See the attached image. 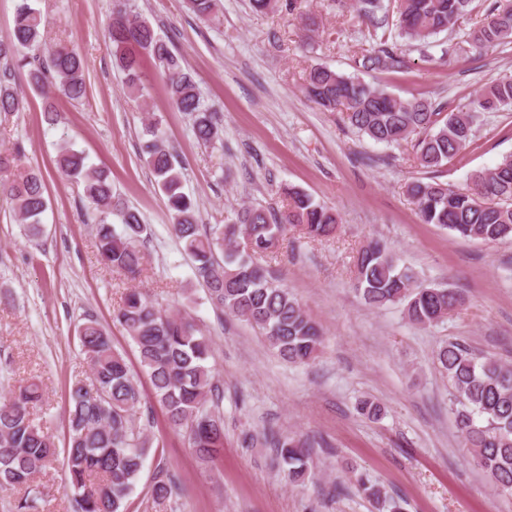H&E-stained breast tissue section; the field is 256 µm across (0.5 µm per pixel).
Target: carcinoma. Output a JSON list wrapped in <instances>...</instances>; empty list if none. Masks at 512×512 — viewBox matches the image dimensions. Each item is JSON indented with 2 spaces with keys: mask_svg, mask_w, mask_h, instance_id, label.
Returning <instances> with one entry per match:
<instances>
[{
  "mask_svg": "<svg viewBox=\"0 0 512 512\" xmlns=\"http://www.w3.org/2000/svg\"><path fill=\"white\" fill-rule=\"evenodd\" d=\"M471 0H393L398 36L419 45L458 21L467 19ZM199 17L211 16L217 0H187ZM353 7L373 29L375 44L361 56L364 69H395L402 59L389 42V6L383 0H354ZM112 58L125 73L131 92L144 90L146 61L165 78L172 104L188 114L204 144L220 139L217 114L203 107L196 81L153 26L127 0H113L108 20ZM477 50L512 43V0H497L467 32ZM36 90L50 86L60 98L81 99L86 93L83 61L78 52L47 44L40 12L32 0H17L13 30L0 38V114L19 112L23 97L15 88L16 74ZM304 92L317 106L343 114V121L376 143L411 142L415 158L425 169L441 168L459 156L472 139L479 113L512 104V75L485 87L467 112L445 109L426 98L400 99L383 89L344 76L327 66L312 67ZM143 152L166 197L169 230L193 262L194 276L207 299L257 329L264 342L288 363L305 365L320 350V326L284 286L265 257L279 248L288 229L306 238H326L336 232L339 216L307 193L283 189L284 209L270 211L249 205L233 211L224 227L199 224L193 200L183 191L182 173L163 144L159 120L144 124ZM57 165L82 184L86 201L100 213L96 227L102 261L134 277L143 266L141 243L148 226L138 211L115 200L112 180L103 170L88 167L87 157L65 144ZM0 194L9 201L21 223L39 231L47 209L41 172L20 170L11 153L0 151ZM406 194L424 224H436L462 238L486 243L512 241V155L492 168L469 176L465 189L436 180L413 181ZM118 217L116 230L109 217ZM355 280L364 303L371 308L402 303L408 320L431 327L465 304L454 289L425 286L382 242L361 247L354 260ZM134 344L141 369L148 375L155 398L164 406L173 428H186L189 445L203 462L224 447V419L219 407L224 391L208 367L210 340L197 335L189 318L172 317L138 289L128 290L114 315ZM91 365L89 381L71 389L69 440L64 449L67 489L80 512H127L128 499L144 467L150 439L136 429L134 416L141 405L138 382L126 359L112 348L109 333L95 320L78 328ZM436 360L452 389V411L463 445L473 449L477 464L493 484L512 493V367L480 355L464 342L442 346ZM40 388L30 383L0 402V489H29L36 475L58 458L54 436L37 421L33 408ZM264 442L276 449L288 479L298 483L309 471L306 442L272 431ZM175 483L158 478L151 486L154 501L165 502Z\"/></svg>",
  "mask_w": 512,
  "mask_h": 512,
  "instance_id": "obj_1",
  "label": "carcinoma"
}]
</instances>
